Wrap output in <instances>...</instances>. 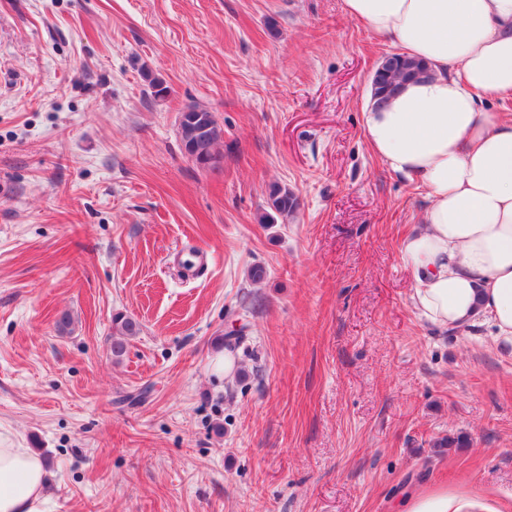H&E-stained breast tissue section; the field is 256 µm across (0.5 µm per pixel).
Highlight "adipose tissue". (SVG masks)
I'll return each mask as SVG.
<instances>
[{"mask_svg":"<svg viewBox=\"0 0 512 512\" xmlns=\"http://www.w3.org/2000/svg\"><path fill=\"white\" fill-rule=\"evenodd\" d=\"M344 12L430 77L368 102L363 137L392 173L424 190L400 244L411 302L440 329L488 326L512 343V0H344ZM44 458L0 446V512H50Z\"/></svg>","mask_w":512,"mask_h":512,"instance_id":"1","label":"adipose tissue"}]
</instances>
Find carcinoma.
I'll return each mask as SVG.
<instances>
[{
	"label": "carcinoma",
	"instance_id": "obj_1",
	"mask_svg": "<svg viewBox=\"0 0 512 512\" xmlns=\"http://www.w3.org/2000/svg\"><path fill=\"white\" fill-rule=\"evenodd\" d=\"M430 75L428 64L408 58L402 54L386 57L375 70L372 77V93L380 102L388 100L404 81L424 78ZM178 134L184 154L197 166L216 170L221 168L224 155L218 151L219 143L224 139L214 112L201 106L186 107L180 114ZM299 206L298 197L287 187L271 188L264 212L259 217L262 224H275L280 218L293 214ZM140 324L121 313L112 319V342L110 354L118 361L126 349L129 338L138 335Z\"/></svg>",
	"mask_w": 512,
	"mask_h": 512
}]
</instances>
